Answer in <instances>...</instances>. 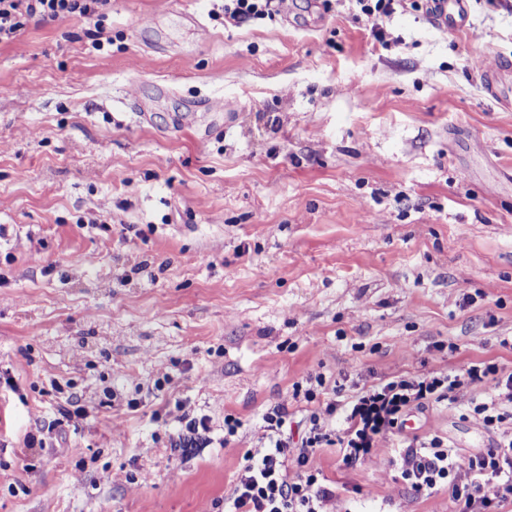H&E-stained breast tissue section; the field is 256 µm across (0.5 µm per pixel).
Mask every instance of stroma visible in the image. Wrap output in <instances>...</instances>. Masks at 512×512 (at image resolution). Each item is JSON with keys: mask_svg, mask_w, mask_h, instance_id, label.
Segmentation results:
<instances>
[{"mask_svg": "<svg viewBox=\"0 0 512 512\" xmlns=\"http://www.w3.org/2000/svg\"><path fill=\"white\" fill-rule=\"evenodd\" d=\"M468 8L445 30L404 0L382 43L357 0L236 26L224 0H111L0 44V512H209L307 374L344 400L512 371V108L476 65L512 61V0ZM487 397L412 410L351 468L320 449L328 512H453L395 450L486 451ZM177 401L209 419L190 448Z\"/></svg>", "mask_w": 512, "mask_h": 512, "instance_id": "35a3bbf8", "label": "stroma"}]
</instances>
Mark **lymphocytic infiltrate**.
<instances>
[{
	"label": "lymphocytic infiltrate",
	"instance_id": "obj_1",
	"mask_svg": "<svg viewBox=\"0 0 512 512\" xmlns=\"http://www.w3.org/2000/svg\"><path fill=\"white\" fill-rule=\"evenodd\" d=\"M109 0H0V43L15 39L34 17L62 21L89 18ZM478 383L490 384L494 395L477 403L472 412L486 427L501 428L512 421V373L497 366L470 365L454 372L392 376L359 392L351 401L330 400L333 388L323 373L306 375L295 385L296 399L312 409L302 430L288 428V410L277 405L265 416L269 446L260 458L249 459L224 512H326L336 493L322 485L309 463L319 449L338 448L344 465L353 466L370 456L379 441L402 426L406 412L430 402L453 400L456 390ZM344 425L332 426L335 417ZM395 463L403 481L414 491L448 487L457 512H492L496 499L512 494V430L486 452L462 456L439 436L412 438L398 448Z\"/></svg>",
	"mask_w": 512,
	"mask_h": 512
}]
</instances>
